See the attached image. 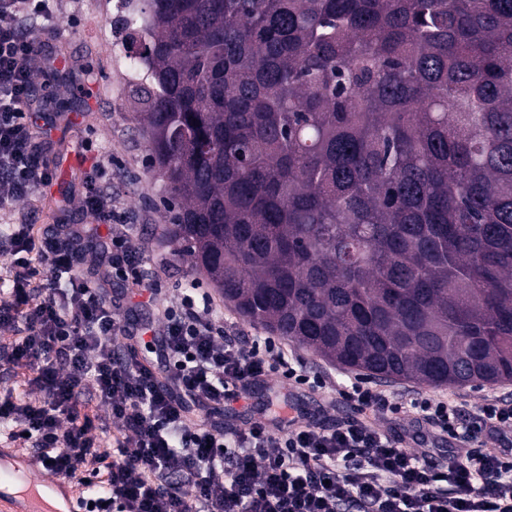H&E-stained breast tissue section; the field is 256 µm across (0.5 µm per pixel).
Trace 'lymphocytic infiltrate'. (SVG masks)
I'll return each instance as SVG.
<instances>
[{
    "label": "lymphocytic infiltrate",
    "instance_id": "obj_1",
    "mask_svg": "<svg viewBox=\"0 0 512 512\" xmlns=\"http://www.w3.org/2000/svg\"><path fill=\"white\" fill-rule=\"evenodd\" d=\"M43 13L44 0H0V252L12 280L0 294V328L14 335L0 363L33 368L41 394L1 401L0 435L90 488L88 512H512V401L490 396L466 411L417 394L405 404L357 378L338 390L355 410L344 420L225 423V408L257 384L319 390L328 380L306 374L275 337L241 344L212 319L210 298L190 293L157 318L156 362L138 357L142 331L120 318L111 284L129 278L152 297L158 277L129 246L133 227L112 204L104 156H95L81 199L93 224L37 236L7 210L52 178L27 121L41 49L22 24ZM94 403L117 426L111 448L80 412ZM406 406L413 415L403 430L368 422ZM444 440L462 454L436 457Z\"/></svg>",
    "mask_w": 512,
    "mask_h": 512
}]
</instances>
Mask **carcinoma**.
<instances>
[{"label":"carcinoma","instance_id":"1","mask_svg":"<svg viewBox=\"0 0 512 512\" xmlns=\"http://www.w3.org/2000/svg\"><path fill=\"white\" fill-rule=\"evenodd\" d=\"M173 222L250 325L385 380H512V0H143Z\"/></svg>","mask_w":512,"mask_h":512}]
</instances>
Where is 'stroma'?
Returning <instances> with one entry per match:
<instances>
[{"instance_id": "stroma-1", "label": "stroma", "mask_w": 512, "mask_h": 512, "mask_svg": "<svg viewBox=\"0 0 512 512\" xmlns=\"http://www.w3.org/2000/svg\"><path fill=\"white\" fill-rule=\"evenodd\" d=\"M141 0H51L50 19L30 23L26 33L41 42L55 61L38 86L37 95L53 94L55 104L47 111L34 110L29 122L39 158L52 169L51 183L14 205L25 213L36 233H50L63 224H83L87 217L79 208L86 165L79 151L82 142L111 158L112 199L127 221L135 224L132 249L143 267L166 262L154 305L134 306L129 318L137 325L151 322L158 308L190 288L213 299V317L227 331L240 336L258 335V328L240 319L203 273L191 267L181 243L171 239L166 228L170 214L164 208L148 150L147 134L139 109L133 102L125 68L124 33L113 20L138 8ZM386 390L406 396L416 393L432 398H452L464 409H473L489 395L512 398V382L481 383L463 387H431L411 382H389ZM280 400L284 416L300 415L320 421L341 419L349 405L337 394L306 392L273 380L255 386L244 403L234 404L228 419L242 422L248 413Z\"/></svg>"}]
</instances>
